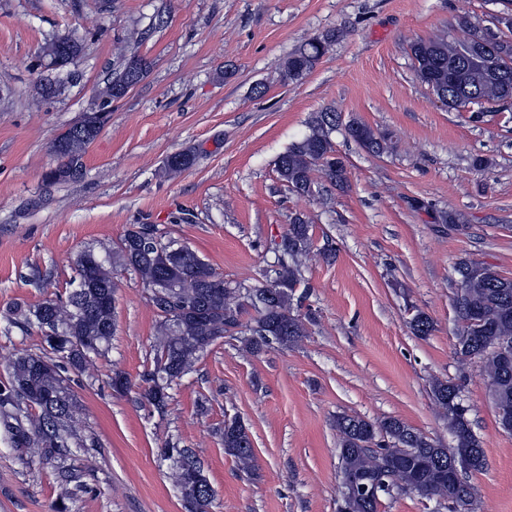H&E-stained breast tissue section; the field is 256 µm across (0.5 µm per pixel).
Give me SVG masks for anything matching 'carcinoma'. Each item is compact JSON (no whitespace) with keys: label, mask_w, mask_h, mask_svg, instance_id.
Listing matches in <instances>:
<instances>
[{"label":"carcinoma","mask_w":512,"mask_h":512,"mask_svg":"<svg viewBox=\"0 0 512 512\" xmlns=\"http://www.w3.org/2000/svg\"><path fill=\"white\" fill-rule=\"evenodd\" d=\"M463 37L446 35L417 38L409 44V55L417 78L437 98H448V109L463 97L477 107L471 118L484 117L485 105L512 103V38L489 36L479 24L459 20ZM497 40L496 54L480 56L476 47L487 38ZM335 39L328 32L306 41L289 54L286 76L300 80L311 73L326 48ZM511 75L508 82L497 71ZM108 97L105 112L91 115L84 132L74 137L61 134L53 143L59 163L45 175L52 186L63 178L58 173L82 159L87 147L108 123L112 101L125 95L118 79L101 91ZM343 129L345 135L367 152L381 155L389 149L385 134L369 125L350 120L342 123L332 111L320 112L311 121L309 133L291 144L275 162V171L286 190L302 196L313 194L312 173L319 167L339 188L347 182L344 161L336 156L331 134ZM195 154L181 151L169 156V173L193 165ZM310 222L295 213L277 245L275 259L251 284L234 287L188 246L163 244L149 224L126 230L117 249L100 255L92 248L77 253L75 276L67 282L65 294H57L36 305L15 304L8 322L22 330L38 328L47 349L41 353L22 350L8 364L7 381L0 385V422L14 447L36 453L44 461H62L71 454L72 426L79 404L70 386L69 372L81 371L93 355L102 354L112 339L115 326L114 263L135 271L149 291V300L159 316V340L149 368L141 374L143 397L151 411L165 415L173 383L190 373L209 347L236 334L246 350L259 353L296 342L306 330L300 311L309 296L301 257L310 249ZM476 273L456 284L453 308L460 322L455 353L460 362L479 360L485 382L493 390L498 424L512 433V360H503L500 348L512 349V278L486 263H473ZM254 311L249 324L242 315ZM414 334L426 337L434 330L432 319L423 312L410 321ZM466 374L454 380L437 379L430 393L442 410L453 435L448 448L435 439L390 417L371 421L360 416L336 417L339 432L338 458L341 474L375 484L368 496L357 488L340 490L338 512H378L382 500L409 493L443 502L447 512H472L477 491L465 479H454L448 460L465 457L469 470L485 465V451L472 430L469 408L462 392ZM224 452L238 466L250 472L255 455L247 426L238 418L224 421L219 429ZM172 461L185 512H211L215 491L210 482H197L190 471L203 470L190 448L170 439L162 448Z\"/></svg>","instance_id":"carcinoma-1"}]
</instances>
